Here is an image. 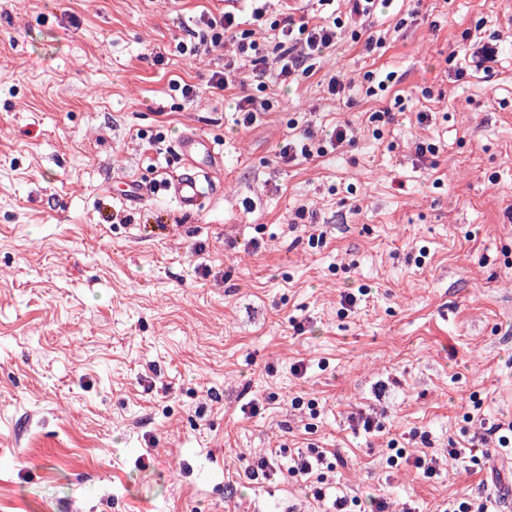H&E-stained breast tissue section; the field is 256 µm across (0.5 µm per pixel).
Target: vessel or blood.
<instances>
[{
    "mask_svg": "<svg viewBox=\"0 0 512 512\" xmlns=\"http://www.w3.org/2000/svg\"><path fill=\"white\" fill-rule=\"evenodd\" d=\"M179 150L185 159L186 170L169 182L167 188L184 211L194 213L204 205V187L215 174L211 161L217 153L212 141L196 133L183 136Z\"/></svg>",
    "mask_w": 512,
    "mask_h": 512,
    "instance_id": "1",
    "label": "vessel or blood"
}]
</instances>
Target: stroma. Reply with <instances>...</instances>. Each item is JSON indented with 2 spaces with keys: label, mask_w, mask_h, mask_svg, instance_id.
<instances>
[{
  "label": "stroma",
  "mask_w": 512,
  "mask_h": 512,
  "mask_svg": "<svg viewBox=\"0 0 512 512\" xmlns=\"http://www.w3.org/2000/svg\"><path fill=\"white\" fill-rule=\"evenodd\" d=\"M346 10L270 0L267 18ZM227 11L252 28L249 0H0V512H324L245 472L313 448L342 457L327 479L362 512H512V458L448 456L512 420V0H378L262 91L232 41L177 47ZM466 31L497 42L490 72ZM228 58L237 83L210 87ZM245 92L271 107L243 126ZM337 127L353 141L280 159ZM189 132L221 152L203 210L127 199L121 181L183 169ZM314 151L319 153H324V147L318 143L316 146V142L314 141L313 135L310 131L304 130L293 140H289L285 143L280 149V157L288 161L294 157H297L300 154L303 157H309L314 154Z\"/></svg>",
  "instance_id": "35a3bbf8"
}]
</instances>
